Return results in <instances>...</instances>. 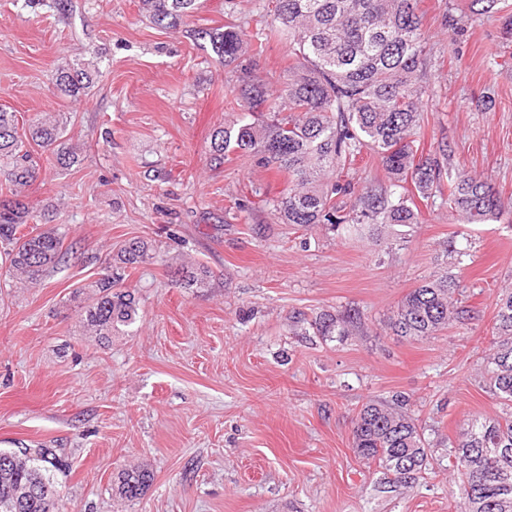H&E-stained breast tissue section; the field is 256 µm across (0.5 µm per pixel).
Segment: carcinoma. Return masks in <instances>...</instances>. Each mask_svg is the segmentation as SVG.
<instances>
[{"instance_id": "carcinoma-1", "label": "carcinoma", "mask_w": 512, "mask_h": 512, "mask_svg": "<svg viewBox=\"0 0 512 512\" xmlns=\"http://www.w3.org/2000/svg\"><path fill=\"white\" fill-rule=\"evenodd\" d=\"M419 0H274L250 33L234 13H224V29L198 30L196 40L209 43L224 63L239 60L248 41L258 51L275 40L288 42V79L279 86L241 69V94L235 118L211 135L209 162L217 169L231 157H251L288 177V189L265 201L273 220L308 227L325 224L339 235L360 234L386 225L419 223V203L431 202L455 212L467 223H485L512 212V196L468 174L450 175L442 161L448 143L435 156H417L414 143L423 122L424 98L431 93L422 81L428 35ZM199 0H141L147 17L162 28H177L198 9ZM92 83L80 63L56 71L57 92L78 100ZM36 145L56 164L70 168L78 148L66 139V122L48 114L18 135L16 114L0 109V177L9 195L0 197V243L19 280L33 282L64 258L62 237L55 232L17 236V226L48 224L47 208L29 204V190L41 167L30 150ZM383 168L388 185L355 193L342 181L346 167L363 153ZM154 258L143 239L125 242L111 273L94 282L95 292L82 306L83 326L108 339L136 322L139 302L116 288L121 265ZM183 288H206L212 272L205 266L175 269ZM448 276L426 281L409 292L390 321L397 336L416 341L463 319L464 310ZM493 352L486 358V393L503 404L512 402V289L496 303ZM354 309L325 311L314 320L323 337L350 336L358 328ZM452 448L453 467L464 490L461 512H512V411L467 421ZM352 450L375 463L395 488H414L429 466L430 449L422 425L401 395L372 399L353 419ZM57 460L51 464L46 457ZM69 464L53 448H32L16 459L0 449V512H55L54 473ZM153 481L146 468L119 476L118 490L136 500Z\"/></svg>"}]
</instances>
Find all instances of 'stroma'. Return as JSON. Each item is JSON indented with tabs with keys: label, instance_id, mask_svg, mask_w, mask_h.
Instances as JSON below:
<instances>
[{
	"label": "stroma",
	"instance_id": "1",
	"mask_svg": "<svg viewBox=\"0 0 512 512\" xmlns=\"http://www.w3.org/2000/svg\"><path fill=\"white\" fill-rule=\"evenodd\" d=\"M61 21L48 0H0V108L31 123L61 112L81 160L42 157L32 199L53 210L64 260L34 284L0 251V449L57 448V512H457L462 490L448 440L504 406L483 388L496 303L512 286V214L464 224L425 206L382 238L273 223L264 199L286 176L237 158L209 165L210 136L238 85L192 33L224 25V0H200L176 29L139 0H74ZM431 44L420 154L451 147L448 169L512 195V15L468 0H421ZM95 66L72 102L53 85L69 62ZM261 196L252 194V187ZM156 257L125 269L139 318L101 341L80 321L77 287L97 281L127 240ZM214 273L183 288L170 270ZM458 282L470 317L410 341L389 322L413 288ZM357 310L356 335H298L294 319ZM402 394L422 419L431 466L411 490L352 450V419L371 398ZM154 480L129 502L118 477Z\"/></svg>",
	"mask_w": 512,
	"mask_h": 512
}]
</instances>
